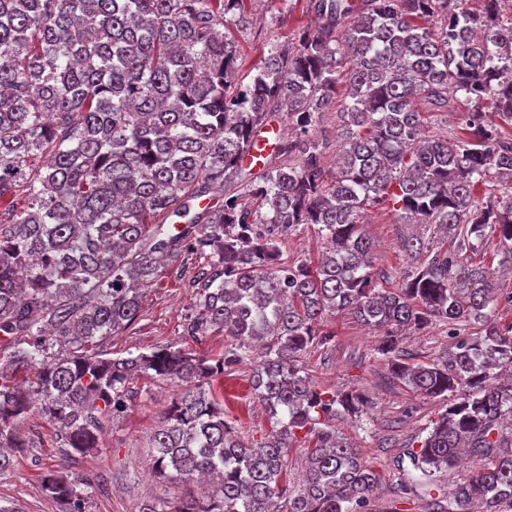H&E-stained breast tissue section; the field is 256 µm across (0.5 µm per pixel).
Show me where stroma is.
<instances>
[{
	"label": "stroma",
	"instance_id": "stroma-1",
	"mask_svg": "<svg viewBox=\"0 0 512 512\" xmlns=\"http://www.w3.org/2000/svg\"><path fill=\"white\" fill-rule=\"evenodd\" d=\"M247 14L250 24L234 31L241 62L238 80L243 84L262 66L270 45L291 42L302 27L314 21L304 0H296L288 7L276 0H250ZM367 217L374 268L387 275L388 287H395L412 267L401 248L402 239L411 235L427 239L431 232L417 224L396 223L388 206L382 204L372 206ZM500 258L498 243L492 240L474 260L498 271L494 317L507 326L512 324V266L501 263ZM204 261V256L194 255L181 266L163 269V285L146 291L139 319L100 341L98 352L115 358L172 347L210 358L221 357L230 347L223 334L195 340L183 332L194 302L187 282ZM322 327L331 332L330 341L312 346L301 356L300 363L318 385L353 392L368 401L366 414L356 421L341 422L339 428L350 446L358 448L365 464L381 477L378 490L370 498L369 512H425L429 502L426 490H417L405 498L396 496L398 484L406 478L397 460L403 448L418 444L427 436L431 420L446 409V400L419 394L393 380L387 359L378 350V335L355 319L328 315ZM400 342L414 362L426 363L452 350L456 339L450 336L446 323L433 321L401 336ZM254 366L249 357L225 369L212 390L224 403L225 419L246 441L257 443L270 432L271 420L251 388ZM180 389L181 384L175 379H134L128 386L129 398L123 412L114 416L102 450L94 456L70 455L55 447L53 427L39 415L30 416L25 429L40 442L17 456L12 471L0 477V506H12L18 512H56L55 504L41 489L40 476L47 468L71 477H97L99 484L87 503V512H143L157 499L176 500L181 494L180 486L161 484L155 479L149 443Z\"/></svg>",
	"mask_w": 512,
	"mask_h": 512
}]
</instances>
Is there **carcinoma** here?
I'll return each mask as SVG.
<instances>
[{"label":"carcinoma","instance_id":"1","mask_svg":"<svg viewBox=\"0 0 512 512\" xmlns=\"http://www.w3.org/2000/svg\"><path fill=\"white\" fill-rule=\"evenodd\" d=\"M249 0H0V475L33 441L19 431L39 411L56 445L99 451L122 412L129 380L174 377L184 387L152 439L162 482L188 487L149 512H368L380 481L336 433L364 399L319 389L298 359L327 341L324 316L347 313L382 338L395 377L448 400L419 445L406 450L428 512L512 508V325L489 318L493 273L460 260L490 239L512 260V18L506 0H307L318 20L286 52L267 50L242 86L228 36L248 23ZM344 87L347 117L337 171L322 165L323 121ZM473 103L464 134L427 138L423 101L447 112ZM294 133L253 176L242 155L280 110ZM46 158L35 168L31 159ZM484 197H476L478 188ZM221 190L224 201L209 202ZM260 200L265 213L243 201ZM395 204L397 222L435 226L449 243L387 288L373 271L367 207ZM180 225L170 233L166 223ZM311 224L325 241L317 263L290 265L281 245ZM209 260L188 281L184 333L224 331L232 347L208 359L181 348L103 358L95 343L140 315V290L162 261ZM481 320V335L437 361L410 365L406 329ZM262 343L252 374L271 431L248 443L210 390L224 368ZM64 352H53L54 347ZM305 450L302 485L285 484L290 449ZM479 467L444 492L436 474L461 450ZM94 479L48 470L58 512H85Z\"/></svg>","mask_w":512,"mask_h":512}]
</instances>
